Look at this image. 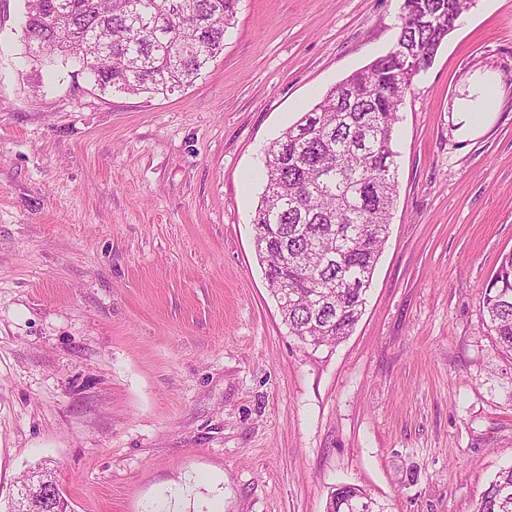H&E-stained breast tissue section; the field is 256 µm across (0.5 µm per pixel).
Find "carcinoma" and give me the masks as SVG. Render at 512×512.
<instances>
[{"label":"carcinoma","mask_w":512,"mask_h":512,"mask_svg":"<svg viewBox=\"0 0 512 512\" xmlns=\"http://www.w3.org/2000/svg\"><path fill=\"white\" fill-rule=\"evenodd\" d=\"M239 0H25L24 53L75 64L102 92L186 90L224 52ZM471 0H408L414 19L392 49L325 92L266 152V186L252 224L255 248L290 335L316 348L353 331L398 193L393 129L418 77L396 56L419 50L429 68L448 39V17ZM498 344L512 353V253L485 289ZM361 489L334 488L327 512H369ZM473 512H512V466Z\"/></svg>","instance_id":"cac0c4a2"}]
</instances>
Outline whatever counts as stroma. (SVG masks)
Segmentation results:
<instances>
[{
	"mask_svg": "<svg viewBox=\"0 0 512 512\" xmlns=\"http://www.w3.org/2000/svg\"><path fill=\"white\" fill-rule=\"evenodd\" d=\"M401 0H240L188 90L100 92L24 56L0 0V512L55 470L73 512H472L512 465V0H474L396 125L365 312L289 336L254 247L264 150L396 40ZM487 89V117L462 114ZM484 307L498 344L512 354V253L503 257L485 289ZM362 502H368V509L362 510ZM374 503L362 490L349 484L339 485L334 488L327 501V512H377L374 511Z\"/></svg>",
	"mask_w": 512,
	"mask_h": 512,
	"instance_id": "obj_1",
	"label": "stroma"
}]
</instances>
